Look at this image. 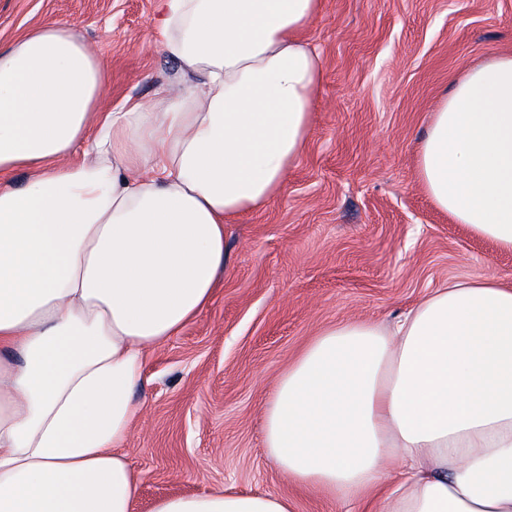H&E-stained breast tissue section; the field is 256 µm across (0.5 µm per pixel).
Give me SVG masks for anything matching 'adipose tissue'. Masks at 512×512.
<instances>
[{
    "instance_id": "adipose-tissue-1",
    "label": "adipose tissue",
    "mask_w": 512,
    "mask_h": 512,
    "mask_svg": "<svg viewBox=\"0 0 512 512\" xmlns=\"http://www.w3.org/2000/svg\"><path fill=\"white\" fill-rule=\"evenodd\" d=\"M321 0H157L169 91L105 102V62L49 21L0 47V512H132L124 452L150 352L212 302L224 226L280 195L322 80ZM19 169L21 188L3 182ZM417 177L512 251V54L465 68ZM289 480L379 512H512V287L436 289L394 328L316 335L263 410ZM152 512H295L275 494Z\"/></svg>"
}]
</instances>
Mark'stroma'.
Returning <instances> with one entry per match:
<instances>
[{"mask_svg":"<svg viewBox=\"0 0 512 512\" xmlns=\"http://www.w3.org/2000/svg\"><path fill=\"white\" fill-rule=\"evenodd\" d=\"M156 0H0V45L49 20L108 67L107 99L149 102L177 68ZM305 40L323 82L281 195L226 225L210 306L150 356L125 452L133 512L168 495H287L295 512H364L293 486L269 456L264 405L315 334L393 322L450 279L512 282V252L453 223L417 179L418 142L462 68L512 52V0H323Z\"/></svg>","mask_w":512,"mask_h":512,"instance_id":"35a3bbf8","label":"stroma"}]
</instances>
